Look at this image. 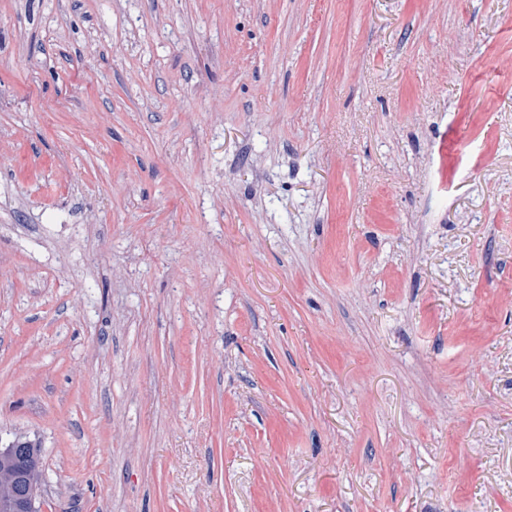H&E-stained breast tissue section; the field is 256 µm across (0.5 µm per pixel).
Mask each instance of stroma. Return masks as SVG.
Instances as JSON below:
<instances>
[{
    "instance_id": "stroma-1",
    "label": "stroma",
    "mask_w": 512,
    "mask_h": 512,
    "mask_svg": "<svg viewBox=\"0 0 512 512\" xmlns=\"http://www.w3.org/2000/svg\"><path fill=\"white\" fill-rule=\"evenodd\" d=\"M40 512H512V0H0V438ZM38 448L41 443L25 433H15L5 448H0V512H21L22 490L32 492L38 512L37 492L43 480Z\"/></svg>"
}]
</instances>
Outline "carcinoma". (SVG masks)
Instances as JSON below:
<instances>
[{"label": "carcinoma", "mask_w": 512, "mask_h": 512, "mask_svg": "<svg viewBox=\"0 0 512 512\" xmlns=\"http://www.w3.org/2000/svg\"><path fill=\"white\" fill-rule=\"evenodd\" d=\"M40 447L36 438L16 433L0 448V512H21L23 490L37 494L43 480Z\"/></svg>", "instance_id": "carcinoma-1"}]
</instances>
